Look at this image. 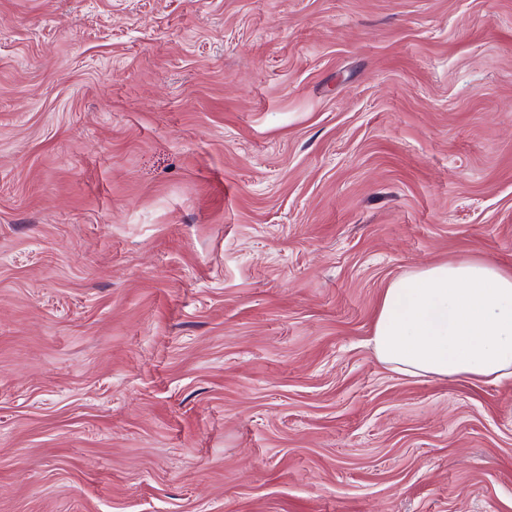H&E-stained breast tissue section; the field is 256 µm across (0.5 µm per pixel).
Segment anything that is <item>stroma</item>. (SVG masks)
<instances>
[{
	"instance_id": "1",
	"label": "stroma",
	"mask_w": 512,
	"mask_h": 512,
	"mask_svg": "<svg viewBox=\"0 0 512 512\" xmlns=\"http://www.w3.org/2000/svg\"><path fill=\"white\" fill-rule=\"evenodd\" d=\"M512 268V0H0V512H512V381L394 279ZM369 343L378 361L400 375L512 379V270L473 259L393 280Z\"/></svg>"
}]
</instances>
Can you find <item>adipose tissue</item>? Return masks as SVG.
<instances>
[{
  "label": "adipose tissue",
  "mask_w": 512,
  "mask_h": 512,
  "mask_svg": "<svg viewBox=\"0 0 512 512\" xmlns=\"http://www.w3.org/2000/svg\"><path fill=\"white\" fill-rule=\"evenodd\" d=\"M369 343L378 361L400 375L512 379V270L473 259L393 280Z\"/></svg>",
  "instance_id": "ef3b65f1"
}]
</instances>
